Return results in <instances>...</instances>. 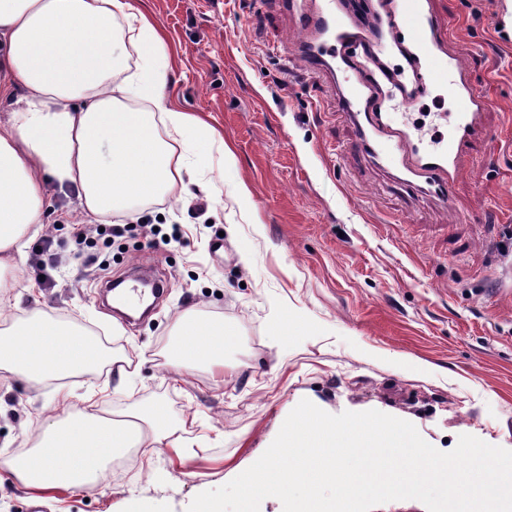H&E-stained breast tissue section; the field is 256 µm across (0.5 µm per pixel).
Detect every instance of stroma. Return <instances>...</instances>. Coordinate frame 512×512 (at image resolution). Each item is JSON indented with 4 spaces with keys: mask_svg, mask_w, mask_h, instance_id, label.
Masks as SVG:
<instances>
[{
    "mask_svg": "<svg viewBox=\"0 0 512 512\" xmlns=\"http://www.w3.org/2000/svg\"><path fill=\"white\" fill-rule=\"evenodd\" d=\"M132 2L166 43L169 107L210 125L235 163L191 151L192 176L113 212L109 224L128 230L92 265L76 255L75 196L52 195L42 221L61 261L36 267L37 237L24 235L0 270L6 313L81 319L129 374L31 387L0 371V456L32 448L68 403L93 414L161 404L187 447L167 439L150 459L131 450L104 483L76 489L33 490L0 467V512H187L252 465L304 399L409 421L443 452L463 434L512 450V0H433L487 100L449 206L409 200L351 150L334 78L293 61L299 25L267 0ZM455 110L442 86L410 113L445 133L437 116ZM140 266L167 288L129 322L103 303L104 285ZM185 312L231 330L223 375L167 361Z\"/></svg>",
    "mask_w": 512,
    "mask_h": 512,
    "instance_id": "35a3bbf8",
    "label": "stroma"
}]
</instances>
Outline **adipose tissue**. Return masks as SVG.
Here are the masks:
<instances>
[{
  "mask_svg": "<svg viewBox=\"0 0 512 512\" xmlns=\"http://www.w3.org/2000/svg\"><path fill=\"white\" fill-rule=\"evenodd\" d=\"M167 66L162 36L131 0H0V102L10 105L0 121V268L21 251L53 193L75 191L84 214L100 219L181 175L170 142L152 132L156 121L170 141L217 147L233 165L232 148L209 125L168 107ZM176 326V364L223 368V323L185 314ZM12 334L0 343V371L31 385L97 361L83 339L44 317L14 321ZM168 436L159 405L128 419L74 410L8 467L30 488H77L96 483L108 461Z\"/></svg>",
  "mask_w": 512,
  "mask_h": 512,
  "instance_id": "ef3b65f1",
  "label": "adipose tissue"
}]
</instances>
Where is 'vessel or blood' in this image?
I'll list each match as a JSON object with an SVG mask.
<instances>
[{"label": "vessel or blood", "instance_id": "vessel-or-blood-1", "mask_svg": "<svg viewBox=\"0 0 512 512\" xmlns=\"http://www.w3.org/2000/svg\"><path fill=\"white\" fill-rule=\"evenodd\" d=\"M301 20L297 61L320 73H349L353 90L339 94L336 108L356 129L354 148L377 165L394 169L399 185L440 202L452 200L463 157L482 128L486 99L472 86L465 67L449 52L450 26L439 20L431 0H372V24L359 27L344 0H273ZM394 47L402 66L386 63ZM456 101L448 136L427 141L422 128L395 124L392 101L412 106L439 85Z\"/></svg>", "mask_w": 512, "mask_h": 512}]
</instances>
